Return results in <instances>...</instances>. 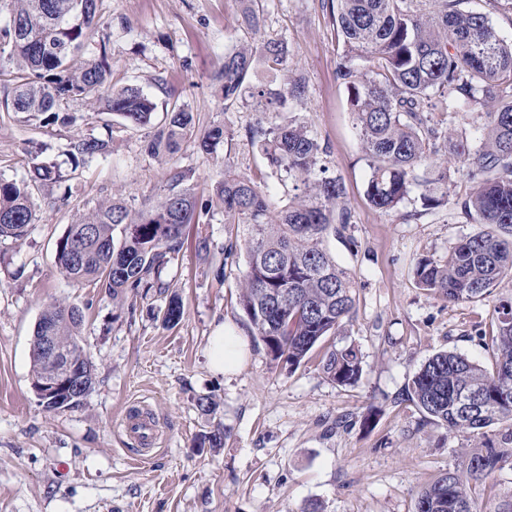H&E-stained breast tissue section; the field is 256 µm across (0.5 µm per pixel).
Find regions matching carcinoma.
<instances>
[{"mask_svg": "<svg viewBox=\"0 0 512 512\" xmlns=\"http://www.w3.org/2000/svg\"><path fill=\"white\" fill-rule=\"evenodd\" d=\"M471 0H322L334 21L342 53L336 75L347 91L362 148L370 168L366 196L382 212L396 210L417 194L421 207L448 205L469 222L488 230L460 239L443 260L422 257L414 275L420 288L450 302L489 297L500 281L512 278V42L500 37L491 17ZM0 24V112L31 120L48 115L69 125L68 101L81 100L94 112L118 115L134 128L152 124L156 102L137 87L114 89L108 46L111 25L101 21L98 0H9ZM251 40L224 54L221 74L224 110L260 99L285 107L305 93L300 77L281 85L255 86L258 61L285 66L287 44L259 36L260 16L244 8ZM91 51L77 64L74 54ZM369 77L356 80L358 67ZM472 117V136L450 124ZM195 131L188 104L166 109L165 124L146 150L155 157L177 153ZM245 136L276 169L305 187L276 211L252 179L224 169L218 194L224 223L243 228L246 251L239 305L272 362L297 369L311 350L341 335L355 313L354 277L324 248L351 223L346 187L325 176L323 148L312 130L288 122L245 129ZM224 129L204 133L199 148L216 152ZM111 152V139L90 136L71 144V170ZM452 155L467 169L469 193L450 196L448 166L435 158ZM64 178L55 162L33 164L19 179L0 178V241L24 238L35 223L34 190L41 182ZM194 170H174L156 204L131 213L121 203L101 207L67 225L56 260L74 285L93 283L120 308L130 297L165 288L163 275L183 248V230L199 224L208 203L191 191ZM120 236H115V232ZM491 336V368L454 352L427 359L408 386V398L425 418L449 430L478 432L500 426L512 442V300L496 309ZM183 304L168 300L163 322L178 324ZM82 310L64 302L47 305L34 329V342L48 328L74 361L89 368L83 392L62 401L47 398L45 408L64 412L80 407L95 384V369L81 343ZM362 354L354 343L329 346L319 365L338 386L362 377ZM462 464L448 469L418 495L416 512H484L471 483L486 480L512 462V448H466Z\"/></svg>", "mask_w": 512, "mask_h": 512, "instance_id": "carcinoma-1", "label": "carcinoma"}]
</instances>
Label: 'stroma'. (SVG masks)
I'll list each match as a JSON object with an SVG mask.
<instances>
[{"mask_svg": "<svg viewBox=\"0 0 512 512\" xmlns=\"http://www.w3.org/2000/svg\"><path fill=\"white\" fill-rule=\"evenodd\" d=\"M259 9L262 34L287 42V68L306 80L304 95L276 120L308 125L328 147L322 163L329 175L346 187L352 222L326 248L357 283L355 314L342 336L362 352L360 384L327 380L319 348L296 371L277 366L237 303L246 257L241 250L222 254L233 227L224 221L218 182L232 169L279 206L296 188L245 136L271 115L265 103L224 107L217 76L225 52L244 37L239 0H99L102 20L112 25L113 86L151 96L158 125L167 104H188L197 135L165 159L146 151L148 129L128 128L79 102L70 103L74 121L66 126L39 127L0 112L6 179L27 174L35 144L61 163L70 142L112 139L109 156L77 169L66 184H42L27 236L0 242V512H304L311 504L319 512H416L419 491L458 465L461 449L500 441L496 427L479 436L427 421L406 390L441 351L492 364L485 339L499 301L512 298V279L486 299L459 303L416 284L418 258H443L479 225L447 208L421 211L413 200L389 214L376 210L365 194L370 170L347 91L335 78L341 46L329 11L321 0H259ZM215 126L223 127L224 141L209 155L197 136ZM177 167L194 169L195 193L211 209L205 223L187 226L167 292L128 300L117 311L98 288L60 274L55 247L67 224L115 199L130 211L144 209ZM222 264L231 272L220 279ZM174 293L184 317L168 327L162 315ZM61 299L85 313L82 339L96 383L81 407L51 413L32 387L30 351L41 312ZM222 323L247 341L231 374L208 362L209 338ZM204 396L215 400L214 413L198 407ZM370 405L377 416L366 428ZM131 410L153 419L152 447H139L123 429ZM218 428L227 436L214 448L206 436Z\"/></svg>", "mask_w": 512, "mask_h": 512, "instance_id": "35a3bbf8", "label": "stroma"}]
</instances>
